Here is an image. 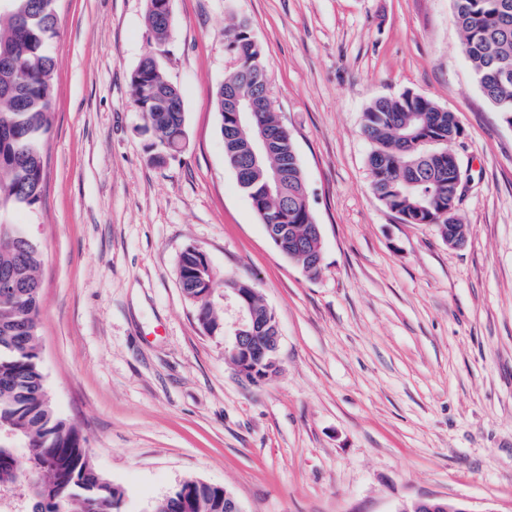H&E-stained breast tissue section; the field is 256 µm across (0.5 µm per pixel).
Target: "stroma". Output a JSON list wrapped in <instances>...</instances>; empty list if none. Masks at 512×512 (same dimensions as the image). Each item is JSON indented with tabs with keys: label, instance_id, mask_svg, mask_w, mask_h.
Instances as JSON below:
<instances>
[{
	"label": "stroma",
	"instance_id": "1",
	"mask_svg": "<svg viewBox=\"0 0 512 512\" xmlns=\"http://www.w3.org/2000/svg\"><path fill=\"white\" fill-rule=\"evenodd\" d=\"M39 203L41 367L97 470L143 512L182 481L243 512H397L445 499L512 512V124L460 50L452 0H173L160 55L186 143L164 162L129 74L155 45L146 0H58ZM248 20L323 238L317 275L275 247L224 158L214 96ZM458 114L466 177L453 249L370 189L371 100L404 91ZM189 247L255 280L281 371L242 381L184 296Z\"/></svg>",
	"mask_w": 512,
	"mask_h": 512
}]
</instances>
